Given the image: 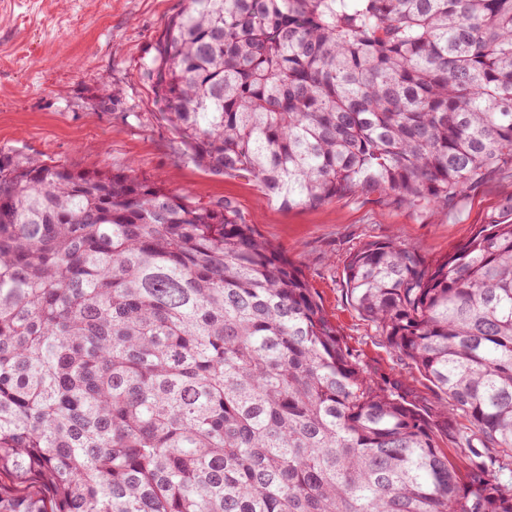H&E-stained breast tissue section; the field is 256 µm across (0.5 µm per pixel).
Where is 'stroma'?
<instances>
[{
  "instance_id": "1",
  "label": "stroma",
  "mask_w": 512,
  "mask_h": 512,
  "mask_svg": "<svg viewBox=\"0 0 512 512\" xmlns=\"http://www.w3.org/2000/svg\"><path fill=\"white\" fill-rule=\"evenodd\" d=\"M187 3L0 0V152L75 169L166 175L177 194L202 203L230 200L262 237L301 265L355 354L380 372L407 380L423 398L436 400L433 386L352 308L344 267L369 242L412 246L434 261L479 225L512 222V172L489 175L429 214L351 200L288 209L269 200L252 179L228 178L189 162L145 68L165 24ZM106 79L120 89L110 100L102 91Z\"/></svg>"
}]
</instances>
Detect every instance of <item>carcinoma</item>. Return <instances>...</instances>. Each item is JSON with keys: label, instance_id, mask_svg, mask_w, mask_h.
Wrapping results in <instances>:
<instances>
[{"label": "carcinoma", "instance_id": "obj_1", "mask_svg": "<svg viewBox=\"0 0 512 512\" xmlns=\"http://www.w3.org/2000/svg\"><path fill=\"white\" fill-rule=\"evenodd\" d=\"M154 50L188 159L285 208L512 170V0H188ZM345 287L438 402L231 201L1 154L0 471L51 497L0 512H512V223L369 243Z\"/></svg>", "mask_w": 512, "mask_h": 512}]
</instances>
